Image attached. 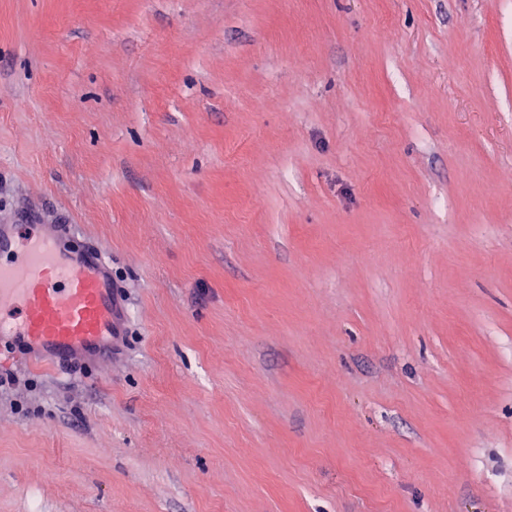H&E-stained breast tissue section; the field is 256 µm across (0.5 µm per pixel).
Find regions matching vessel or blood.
Returning <instances> with one entry per match:
<instances>
[{
    "label": "vessel or blood",
    "instance_id": "vessel-or-blood-1",
    "mask_svg": "<svg viewBox=\"0 0 512 512\" xmlns=\"http://www.w3.org/2000/svg\"><path fill=\"white\" fill-rule=\"evenodd\" d=\"M18 239L0 218V340L73 357L96 352L117 327L112 269L100 250H74L60 224Z\"/></svg>",
    "mask_w": 512,
    "mask_h": 512
}]
</instances>
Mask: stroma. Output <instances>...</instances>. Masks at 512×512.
Instances as JSON below:
<instances>
[{
  "label": "stroma",
  "instance_id": "1",
  "mask_svg": "<svg viewBox=\"0 0 512 512\" xmlns=\"http://www.w3.org/2000/svg\"><path fill=\"white\" fill-rule=\"evenodd\" d=\"M0 214L123 311L0 512H512V0H0Z\"/></svg>",
  "mask_w": 512,
  "mask_h": 512
}]
</instances>
